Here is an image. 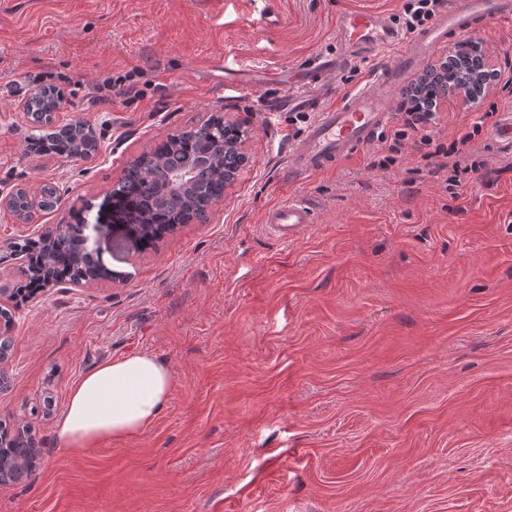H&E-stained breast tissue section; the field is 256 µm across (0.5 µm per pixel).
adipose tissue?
<instances>
[{"instance_id": "ef3b65f1", "label": "adipose tissue", "mask_w": 512, "mask_h": 512, "mask_svg": "<svg viewBox=\"0 0 512 512\" xmlns=\"http://www.w3.org/2000/svg\"><path fill=\"white\" fill-rule=\"evenodd\" d=\"M172 381L169 366L148 352L105 361L71 387L54 436L73 453L108 439L136 436L160 416Z\"/></svg>"}]
</instances>
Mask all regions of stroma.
I'll return each mask as SVG.
<instances>
[{"label": "stroma", "mask_w": 512, "mask_h": 512, "mask_svg": "<svg viewBox=\"0 0 512 512\" xmlns=\"http://www.w3.org/2000/svg\"><path fill=\"white\" fill-rule=\"evenodd\" d=\"M364 9L399 18L403 0H0V195L53 183L40 223L87 203L95 220L130 159L209 116L249 129L210 223L147 250L116 231L101 244L110 279L13 307L0 420L41 455L27 483L0 484V512H512V145L486 125L483 167L454 192L410 141L388 170L376 140L283 178L315 115L278 107L270 77L336 56L338 15ZM474 38L497 78L478 103L441 105L444 141L489 105L512 111V23ZM121 74L137 96L93 103ZM48 85L69 102L60 122L92 128L90 158L29 150L24 104ZM295 194L319 221L284 243L264 215ZM25 232L0 211L2 287L22 277L10 243ZM142 351L173 373L156 423L60 448L70 388Z\"/></svg>", "instance_id": "35a3bbf8"}]
</instances>
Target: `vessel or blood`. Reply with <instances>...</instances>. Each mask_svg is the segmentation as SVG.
Returning <instances> with one entry per match:
<instances>
[{
	"mask_svg": "<svg viewBox=\"0 0 512 512\" xmlns=\"http://www.w3.org/2000/svg\"><path fill=\"white\" fill-rule=\"evenodd\" d=\"M512 19V0H449L433 22L413 35L405 33L390 15L371 11H346L337 20L341 53L324 60L307 74V87L289 98L288 106L314 113V120L292 140L285 175L288 180L328 170L370 144L391 119L388 92L407 79L417 63L445 46L451 36L479 31ZM389 55L375 77L344 95L321 81L352 63ZM316 221L311 204L291 198L270 209L264 217L266 231L283 242L298 239Z\"/></svg>",
	"mask_w": 512,
	"mask_h": 512,
	"instance_id": "b4317fda",
	"label": "vessel or blood"
}]
</instances>
